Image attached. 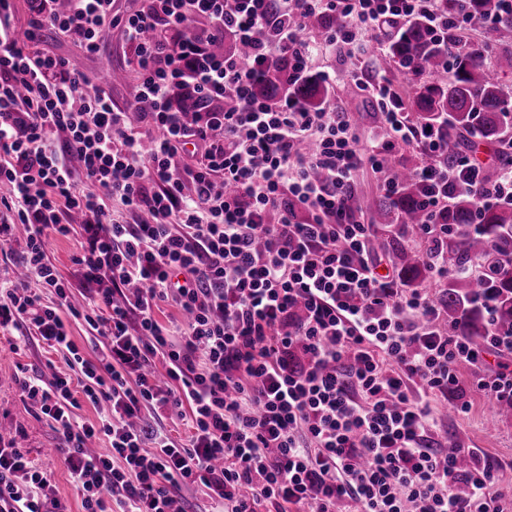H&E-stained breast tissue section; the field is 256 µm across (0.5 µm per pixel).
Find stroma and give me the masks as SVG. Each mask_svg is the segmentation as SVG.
<instances>
[{
	"instance_id": "1",
	"label": "stroma",
	"mask_w": 512,
	"mask_h": 512,
	"mask_svg": "<svg viewBox=\"0 0 512 512\" xmlns=\"http://www.w3.org/2000/svg\"><path fill=\"white\" fill-rule=\"evenodd\" d=\"M38 48L40 51L66 58L72 68L86 74L93 83L108 81L109 67L126 65V47L120 31L110 33L102 57L88 56L74 37L43 31ZM318 69L347 73V80L337 81L330 91L338 107L357 116L355 132L360 139H367L380 121V114L370 98L356 86L352 75L358 72V61L339 51L324 55L317 63ZM85 242L82 229H75L69 237L51 239L46 247V260L60 278L69 283L74 303H81L85 285L77 273L74 259ZM60 359L56 353L35 342H22L14 331L0 330V433L11 438L16 447L27 451L39 467L51 472L54 492L65 501L71 512H82L81 495L73 482L61 455L59 441L48 422L36 416L30 405L21 397L15 379L21 372L40 376L51 381ZM458 377L463 386L461 396L469 403L467 411L460 412L454 403L441 402L436 412L441 420L442 434H454L464 448L480 449L486 460L497 467L504 480L512 481V420L489 425L490 402L476 382L497 370L489 362L458 363Z\"/></svg>"
}]
</instances>
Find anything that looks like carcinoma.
<instances>
[{
	"instance_id": "carcinoma-1",
	"label": "carcinoma",
	"mask_w": 512,
	"mask_h": 512,
	"mask_svg": "<svg viewBox=\"0 0 512 512\" xmlns=\"http://www.w3.org/2000/svg\"><path fill=\"white\" fill-rule=\"evenodd\" d=\"M443 8L450 13L468 9L495 17L493 37L512 34V15L499 12L498 0H443ZM340 25L337 15H314L306 20L307 29L315 33ZM385 41L387 54L395 63L417 62L428 71L450 75L446 82L418 83L412 99L413 119L420 125L434 124L448 113L441 154L444 164L455 163L464 132H475L505 148L504 163H512V146L504 136L512 111L499 82V74L512 72V51L500 52L490 65L482 47L468 43L465 33L450 29L446 42L440 45L421 20L402 28L388 23ZM286 91L288 76L279 72L256 93L272 99ZM293 94L315 109L327 92L322 82L309 77L293 87ZM398 172V193L379 198L375 209L385 223L396 220L413 235L426 221V215L418 206L419 190L412 166L404 163ZM473 213L471 198L461 195L448 213V239L443 241L442 255L450 270H464L477 258L485 259L487 266L474 276L450 278L436 305L446 308L448 325L457 328L466 342L483 346L497 332H512V207L502 204L481 210L475 228L471 227ZM396 258L399 285L409 286L428 278L427 261L420 251L404 247Z\"/></svg>"
}]
</instances>
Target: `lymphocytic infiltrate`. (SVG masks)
<instances>
[{"instance_id":"lymphocytic-infiltrate-1","label":"lymphocytic infiltrate","mask_w":512,"mask_h":512,"mask_svg":"<svg viewBox=\"0 0 512 512\" xmlns=\"http://www.w3.org/2000/svg\"><path fill=\"white\" fill-rule=\"evenodd\" d=\"M27 2L21 34L13 0H0V243H21L30 274L0 284V328L61 356L52 381L18 385L57 434L83 512H183L176 494L192 485L211 512H336L342 502L356 512H512V489L480 449L457 467L434 407L460 390L458 362L512 352V336L464 343L426 289L378 272L376 230L349 206L361 167L382 175L398 148L416 145L427 220L415 242L444 283L441 218L458 194L479 209L512 200V165L487 180L476 146L438 164L443 130L415 123L377 65L382 23L420 18L440 37L493 19L445 12L441 0H140L130 14L115 0H66L63 11L57 0ZM315 14L343 23L313 35L304 20ZM109 29L121 31L150 105L135 118L36 48L50 30L78 35L96 56ZM227 35L247 56L210 55ZM330 49L370 69L355 79L382 114L367 140L334 102L310 109L253 92L282 67L289 82L303 79ZM178 88L198 95L200 111H180ZM77 213L86 242L76 264L89 286L80 310L46 261L49 236L69 235ZM164 303L179 321L158 322ZM74 319L90 328L94 358L75 343ZM82 399L99 408L98 423L75 416ZM173 408L187 439L165 427ZM99 432L108 452L87 446ZM0 512H68L50 473L1 440Z\"/></svg>"}]
</instances>
